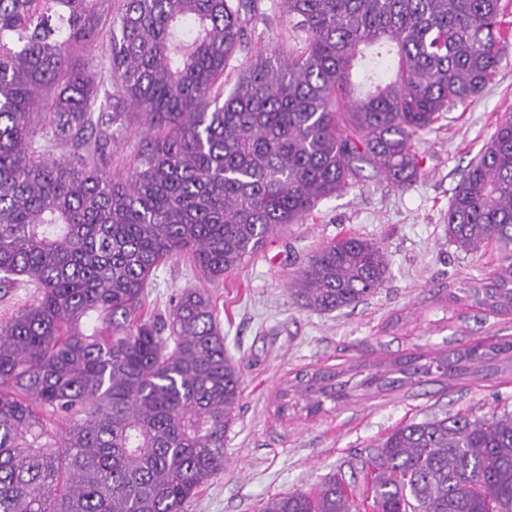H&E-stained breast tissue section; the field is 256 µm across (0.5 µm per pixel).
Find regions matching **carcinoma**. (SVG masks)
<instances>
[{
  "label": "carcinoma",
  "instance_id": "obj_1",
  "mask_svg": "<svg viewBox=\"0 0 512 512\" xmlns=\"http://www.w3.org/2000/svg\"><path fill=\"white\" fill-rule=\"evenodd\" d=\"M283 49L252 50L262 0H0V288L35 301L0 324V512H184L224 471L243 397L205 292L144 317L145 288L184 255L207 278L354 185L364 167L403 190L415 139L478 97L503 44L502 0H279ZM112 90L74 58L107 19ZM395 76L378 75L380 49ZM237 81L217 87L231 61ZM154 132L124 174L108 145L129 112ZM66 145L69 160L46 150ZM465 253L498 265L448 294L512 312V117L468 164L445 216ZM379 242L345 236L290 288L304 308H354L385 286ZM512 369V343L296 375L308 413L350 392ZM309 491L261 512H512V412L399 426Z\"/></svg>",
  "mask_w": 512,
  "mask_h": 512
}]
</instances>
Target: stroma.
Instances as JSON below:
<instances>
[{"instance_id": "1", "label": "stroma", "mask_w": 512, "mask_h": 512, "mask_svg": "<svg viewBox=\"0 0 512 512\" xmlns=\"http://www.w3.org/2000/svg\"><path fill=\"white\" fill-rule=\"evenodd\" d=\"M508 114L512 42L480 96L444 113L417 138L424 162L412 186L398 190L364 170L354 186L322 200L303 223L270 237L216 282L183 257L155 270L147 310L162 315L182 289L204 291L245 385L224 441V471L186 504V512H259L269 496L319 483L355 451L408 421L512 412V371L506 369L486 378L433 377L388 392L361 393L346 402H326L315 414L298 407L278 410L280 390L301 371L512 340V315L448 303L450 290L475 285L496 268L497 251H460L444 224L465 167ZM347 234L385 247L390 260L385 287L353 309L323 314L298 306L289 288L308 256Z\"/></svg>"}]
</instances>
